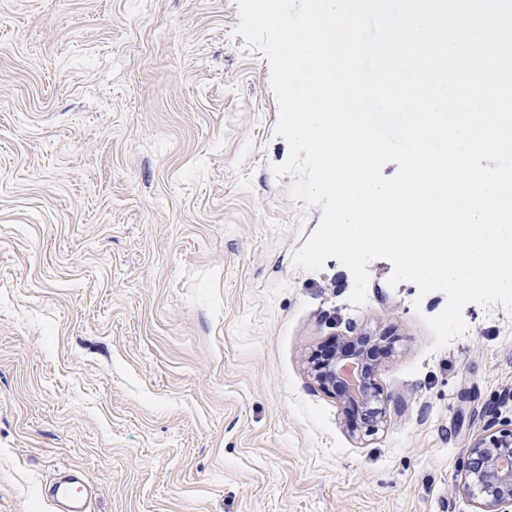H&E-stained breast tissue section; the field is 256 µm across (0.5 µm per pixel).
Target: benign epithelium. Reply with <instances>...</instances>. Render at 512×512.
Returning <instances> with one entry per match:
<instances>
[{
	"label": "benign epithelium",
	"mask_w": 512,
	"mask_h": 512,
	"mask_svg": "<svg viewBox=\"0 0 512 512\" xmlns=\"http://www.w3.org/2000/svg\"><path fill=\"white\" fill-rule=\"evenodd\" d=\"M375 366L361 355L333 354L327 364L317 366L315 377L331 386L347 401L357 402L369 414L363 416L366 434H375L386 417V398L374 380ZM512 458V429L470 447L464 464L463 489L474 500L476 512H512V468L500 466V460Z\"/></svg>",
	"instance_id": "1"
}]
</instances>
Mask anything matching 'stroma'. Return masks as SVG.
Wrapping results in <instances>:
<instances>
[{
  "label": "stroma",
  "mask_w": 512,
  "mask_h": 512,
  "mask_svg": "<svg viewBox=\"0 0 512 512\" xmlns=\"http://www.w3.org/2000/svg\"><path fill=\"white\" fill-rule=\"evenodd\" d=\"M235 0H0V512H53L79 467L91 512H474L459 464L512 427V315L293 259L268 61ZM389 332L366 436L311 374Z\"/></svg>",
  "instance_id": "obj_1"
}]
</instances>
